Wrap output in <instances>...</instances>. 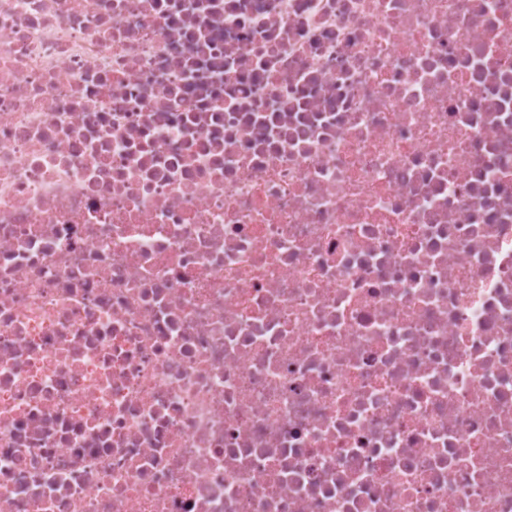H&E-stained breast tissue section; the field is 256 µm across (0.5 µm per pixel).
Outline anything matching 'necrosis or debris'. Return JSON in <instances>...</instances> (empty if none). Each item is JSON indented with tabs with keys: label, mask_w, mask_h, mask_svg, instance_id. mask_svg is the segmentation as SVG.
<instances>
[{
	"label": "necrosis or debris",
	"mask_w": 512,
	"mask_h": 512,
	"mask_svg": "<svg viewBox=\"0 0 512 512\" xmlns=\"http://www.w3.org/2000/svg\"><path fill=\"white\" fill-rule=\"evenodd\" d=\"M0 512H512V0H0Z\"/></svg>",
	"instance_id": "4bbe7bcc"
}]
</instances>
